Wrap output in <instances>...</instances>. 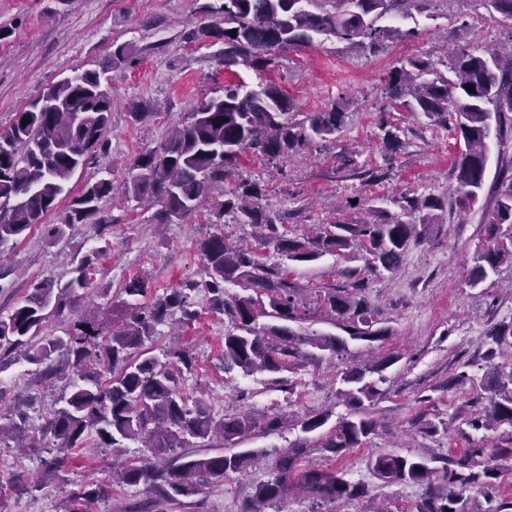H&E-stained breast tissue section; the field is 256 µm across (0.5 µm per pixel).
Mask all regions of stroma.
Wrapping results in <instances>:
<instances>
[{
    "mask_svg": "<svg viewBox=\"0 0 512 512\" xmlns=\"http://www.w3.org/2000/svg\"><path fill=\"white\" fill-rule=\"evenodd\" d=\"M208 0H0V27L10 35L0 41V131L15 112L29 107L39 94L74 70L95 67L120 44L135 45V63L112 75V119L106 150L97 154L70 181L81 190L90 180L111 176L121 183L126 165L139 154L157 148L175 123L186 119L202 99L223 95L225 84L242 81L256 86L258 75L245 67L225 70L215 48L182 39L185 30L204 22ZM400 27L407 39L371 55L333 39L315 38L312 45L281 53L267 77L290 97L299 114L322 110L344 99L346 126L333 142H315L284 158L280 168H268L256 156L245 155L237 177L264 184L269 209L283 218L281 229L292 236H312L322 225L365 219L364 203L371 197L389 199L439 197L443 209L438 223L425 227L419 243L411 245L394 274L377 276L366 268L362 250L324 256L313 262H292L288 279L297 288L307 314L295 328L304 333H331L335 327L319 300L334 288L361 283L362 293L389 336L380 342L352 341L345 354L313 350L281 373L225 372L222 353L226 314L211 309L205 293H193L198 318L184 327L158 328L152 353L169 348L189 350L194 370L185 375L183 391L205 396L215 416L254 411L282 416L285 423L272 434L247 440L264 456L243 474L209 485L202 494L167 505L166 512H242L256 483L267 480L276 450L305 442L310 452L305 469H344L348 480L363 484L362 497L317 506L315 499L291 487L279 512H417L424 490L413 484H386L370 471L372 456L413 453L455 459L479 444L499 448L512 441V427L475 430L461 425L463 417L480 412L485 392L480 379L488 364L484 334L499 323H512V266L489 273L478 287L468 278L473 257L486 243L482 218L494 206L502 170L512 169V130L490 138L484 187L471 209L463 210L452 194L453 164L458 146L453 132L419 112L405 108L383 113V79L397 60L423 55L441 61L448 46L494 45L507 37V27L484 8L460 6L456 0H435L424 23L404 16ZM146 113L134 121L133 111ZM399 127L401 145L388 151L382 123ZM355 154V169L341 168L339 157ZM34 227L16 245L0 252V314L22 300L32 281L68 280L84 258L93 261V282L84 306L100 303L98 285L110 286L114 310L134 302L123 291L134 276L148 283L149 299L204 276L199 243L218 233L242 242L255 256L272 261L273 250L253 228L216 220L210 206H201L176 224L153 221L149 202H129L121 194L104 198L101 214L116 217L107 228L79 225L72 238L50 241L46 224L59 223L68 200ZM395 356L381 393L365 403V413L377 423L376 432L360 447L340 458L316 448L317 434L303 433L308 415L331 411L345 415L341 396L342 371L383 356ZM64 380L35 381L31 365L0 366V388L23 398L30 429L42 424L44 411L60 397ZM437 431H429V423ZM126 448H76L71 452L69 477L77 482L105 478L129 456Z\"/></svg>",
    "mask_w": 512,
    "mask_h": 512,
    "instance_id": "obj_1",
    "label": "stroma"
}]
</instances>
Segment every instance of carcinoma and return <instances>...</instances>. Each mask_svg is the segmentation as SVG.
<instances>
[{"instance_id": "carcinoma-1", "label": "carcinoma", "mask_w": 512, "mask_h": 512, "mask_svg": "<svg viewBox=\"0 0 512 512\" xmlns=\"http://www.w3.org/2000/svg\"><path fill=\"white\" fill-rule=\"evenodd\" d=\"M498 14L512 27V0H456ZM436 0H222L208 4V15L224 17V24L205 23L185 32L189 43L223 45L217 56L230 71L239 65L266 72L277 65L281 52L310 44L316 36L335 37L376 53L404 37L403 31L385 24L392 15L412 10L424 12ZM134 45L121 44L97 69L76 70L46 88L31 107L15 114L10 128L0 133V248L18 240L33 225L43 223L59 199L70 195L68 183L102 150L112 116V72L129 64ZM455 79L440 73L436 63L414 56L393 67L385 79L390 101L409 112H421L437 124L448 126L463 143L454 162L453 195L460 205L472 206L485 182L491 125H512V44L506 49L461 47L450 57ZM190 121L173 126L158 148L126 165L124 196L141 202L148 198L157 207L156 224H173L210 199L213 190L235 175L240 158L252 151L263 163L274 165L290 153L304 150L315 140L327 142L345 128L344 104L332 103L299 120L293 102L274 83L255 87L233 82L224 95L198 103ZM110 178L88 182L69 205L59 224H47V236L57 242L71 236L79 224L99 212V203L112 195ZM265 189L256 181L241 179L214 199L217 218L233 215L239 224L265 231L264 242L277 261L268 264L244 248L214 233L199 243L204 277L187 280L155 298L149 305L112 316V306L81 307L91 287L88 260L74 269L65 282L38 281L12 311L0 314V366L4 361H25L35 366L39 381L65 378L67 391L45 415L41 436L55 442L56 454L42 460V481L62 487L63 512H88L105 499L112 486H143L146 499L127 512H163L162 505L191 497L202 485L241 474L255 463L257 449H241L255 431L272 433L283 419L266 414L225 415L219 419L202 400L189 401L180 379L192 370L188 352L168 350L163 357L144 348L155 341L157 327L169 321L189 325L198 317L191 293L201 289L214 310L229 315L224 329V369L249 375L256 371L280 373L304 356L308 346L332 353L347 349V340L374 342L389 336L377 326L373 308L351 290L333 289L323 302L333 325L345 332L299 334L287 326L305 320L288 282V262H312L326 254L340 255L358 243L368 244V269L392 273L400 267L409 245L418 241L417 226L437 223L439 199H393L400 212L381 211L373 224L333 222L313 237H290L279 232L281 218L262 204ZM487 244L476 257L469 283L475 287L504 262L512 263V173L498 179L496 208L483 216ZM239 286L242 293L224 299V284ZM73 316L62 335L47 331L49 321L63 314ZM268 317L283 324L259 325ZM485 357L490 364L481 385L488 393L484 414L464 420L474 428L512 427V361L495 364L503 348L512 349V324H498L485 333ZM395 362L392 357L343 372L349 388L341 392L349 409L335 426L322 434L319 447L338 457L357 448L375 434L376 424L363 412V402L373 401L380 390L367 375L381 373ZM11 414L0 415V441L13 438L20 447L28 436L27 413L15 403ZM330 413L308 416L301 431L323 428ZM126 448L140 443L151 457L127 459L112 469L101 483L74 484L68 477L75 448ZM306 445L296 444L276 457L272 475L257 483L246 512H266L281 500L291 480L313 499L334 503L364 494L360 485L345 478L344 471H298ZM487 449L475 446L442 467L448 484L434 486L437 469L430 460L412 453H382L369 460L373 474L387 484L410 482L427 485L417 512H507L512 502L495 491L497 469L488 465ZM486 488V506L473 507L465 498L470 487ZM31 491L27 475L19 473L0 485V512L5 498Z\"/></svg>"}]
</instances>
